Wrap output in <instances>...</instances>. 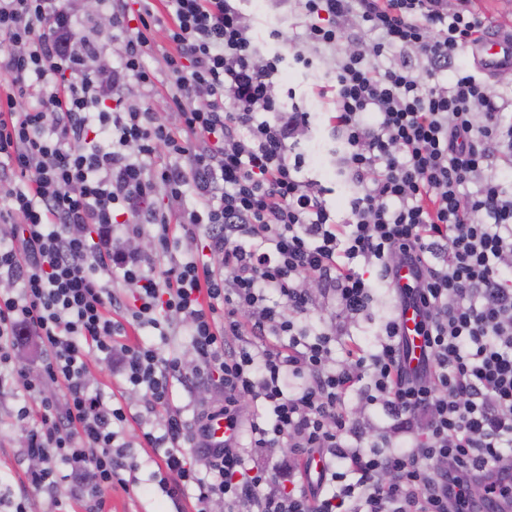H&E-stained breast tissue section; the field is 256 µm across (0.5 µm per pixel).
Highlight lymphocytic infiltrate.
I'll use <instances>...</instances> for the list:
<instances>
[{
    "label": "lymphocytic infiltrate",
    "mask_w": 512,
    "mask_h": 512,
    "mask_svg": "<svg viewBox=\"0 0 512 512\" xmlns=\"http://www.w3.org/2000/svg\"><path fill=\"white\" fill-rule=\"evenodd\" d=\"M240 2L98 0L118 46L99 70L77 0H0V369L23 396L15 423L36 462L14 512L39 499L50 512H106L109 489L139 485L138 446L161 458V491L194 512L512 501V483L489 482L512 462V177L493 171L497 157L512 168V117L457 63L493 17L476 0H300L294 61L311 66L309 47L336 59L317 95L333 103L354 188L339 222L326 188L301 174L309 115L277 92L284 57L261 55ZM156 26L168 43L160 98L143 63ZM146 237L158 251L138 248ZM405 265L415 279L401 287ZM378 285L392 307L375 347L308 326L323 299L366 313ZM408 306L423 315L413 368L398 323ZM145 326L169 352L135 339ZM30 343L35 372L18 360ZM94 362L124 391L91 389ZM198 378L224 395L218 411L236 431L224 447L205 442L207 413L190 430L174 403V384ZM130 388L145 392V418ZM355 390L389 430L350 416Z\"/></svg>",
    "instance_id": "f902f5d3"
}]
</instances>
